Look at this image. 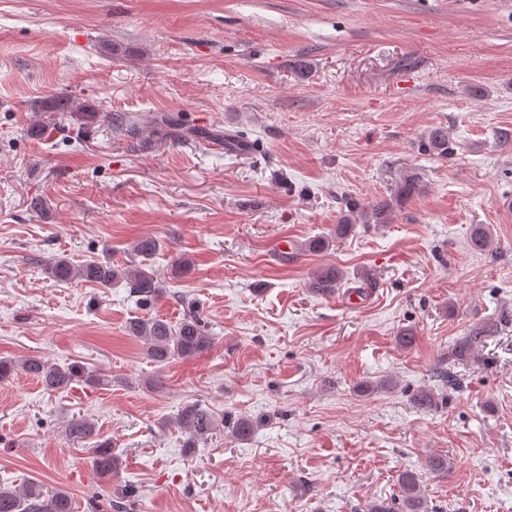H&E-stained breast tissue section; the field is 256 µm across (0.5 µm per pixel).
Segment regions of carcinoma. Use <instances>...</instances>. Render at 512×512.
I'll return each instance as SVG.
<instances>
[{"instance_id":"obj_1","label":"carcinoma","mask_w":512,"mask_h":512,"mask_svg":"<svg viewBox=\"0 0 512 512\" xmlns=\"http://www.w3.org/2000/svg\"><path fill=\"white\" fill-rule=\"evenodd\" d=\"M57 107L63 112L76 113L82 124L89 127L105 118V114L70 99L60 101ZM418 151L443 159L452 156L454 148L448 130L434 127L427 131L418 143ZM420 188L421 180L417 174H404L399 179L395 195L389 199H380L367 206L353 199L347 200L345 210L341 212L336 224V237L351 233L359 220L367 224L390 223L394 204L420 192ZM470 245L478 252L491 247V234L483 225L479 224L474 228ZM158 250V240L145 238L135 245V258L123 264H114L105 259H90L75 265L65 257H55L47 261V271L57 282L81 279L102 288H109L122 281L131 295L138 297L139 302L147 304L163 294L152 266V259ZM342 279L338 269L325 267L313 277L310 288L317 294H328L335 290ZM497 331L498 324L492 319L473 324L449 347L448 361L457 364L480 361L488 340ZM127 332L130 337L143 344L148 358L159 365L175 358L197 357L210 347V336L205 322L193 307L175 325L157 316H148L130 321ZM18 373L35 379L49 394L68 388L78 378L94 385L104 381L103 377L81 365L61 366L39 355L0 361L1 379ZM413 401L417 407L431 410L438 406L439 397L431 389H420L413 395ZM223 424L228 425L234 437L240 441L251 439L257 430V421L249 416L229 415L219 420L209 408L198 402L184 405L163 426L177 427L184 436V447L194 450L200 443L220 434ZM66 432L72 441L92 445L91 467L97 476L109 480L118 472L119 459L112 452V441L99 438L94 421L80 416L67 423ZM397 485L401 497V512H428L427 499L415 470L407 468L400 472ZM0 512H75V502L70 493L63 489H48L33 482L2 484Z\"/></svg>"}]
</instances>
